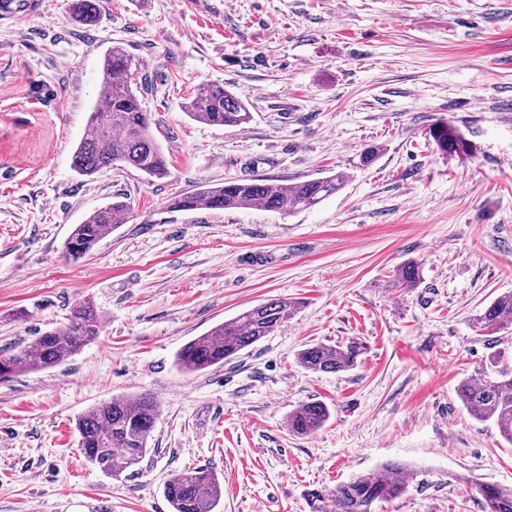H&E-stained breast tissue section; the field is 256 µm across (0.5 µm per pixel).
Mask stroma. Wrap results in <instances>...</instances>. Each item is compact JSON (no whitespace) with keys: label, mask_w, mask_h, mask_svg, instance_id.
Segmentation results:
<instances>
[{"label":"stroma","mask_w":512,"mask_h":512,"mask_svg":"<svg viewBox=\"0 0 512 512\" xmlns=\"http://www.w3.org/2000/svg\"><path fill=\"white\" fill-rule=\"evenodd\" d=\"M0 24V351L28 346L88 298L99 336L63 364L0 380V512H171L166 481L208 465L217 512H315L313 492L385 462L416 470L376 512H483L475 486H512V444L456 397L495 349L469 322L512 291V0H106L95 26L68 0ZM130 46L170 174L71 167L112 43ZM218 81L248 102L238 127L184 111ZM441 120L473 146L442 154ZM377 156L361 166L367 149ZM344 187L288 216L259 207L168 212L169 197L229 178ZM123 196L130 217L92 254L75 224ZM417 264L420 280L392 286ZM298 311L199 374L186 342L270 299ZM362 342L355 366L311 373L313 343ZM160 415L137 474L89 465L75 421L115 396ZM331 411L306 436L289 411Z\"/></svg>","instance_id":"obj_1"}]
</instances>
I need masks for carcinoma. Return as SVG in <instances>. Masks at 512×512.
Masks as SVG:
<instances>
[{"label": "carcinoma", "instance_id": "cac0c4a2", "mask_svg": "<svg viewBox=\"0 0 512 512\" xmlns=\"http://www.w3.org/2000/svg\"><path fill=\"white\" fill-rule=\"evenodd\" d=\"M102 5L103 0H70L72 18L93 26ZM141 70L142 60L119 43L104 53L97 100L88 112L85 134L72 154V168L78 175L90 178L114 166H126L149 181L168 176L167 160L152 130L151 113L143 108V84L136 80ZM186 109L192 119L213 126L237 127L251 118L247 101L218 82L199 86ZM429 136L445 154L471 153L472 144L446 121L434 124ZM345 182L346 175L341 172L290 184H270L259 178L228 179L175 195L167 201L166 209L222 212L259 206L289 216L317 206ZM128 217L129 204L124 200L94 210L74 225L64 244L65 255L81 259ZM419 280L418 266L408 264L397 271L393 286L412 288ZM296 308V302L280 298L254 305L184 344L176 354V365L185 374L222 366L271 335ZM102 324L103 313L93 301L75 303L63 326L43 332L27 347L0 352V379L62 364L99 336ZM471 326L488 336L511 332L512 292L498 296L474 315ZM358 355L359 347L354 344L314 343L299 351L297 361L309 372L337 373L354 366ZM456 394L474 419L494 422L502 438L512 444V368L504 363V355H493L478 377L460 382ZM158 416V402L147 393L113 397L97 404L76 423L84 458L113 477L136 474L151 452L149 440ZM329 417L325 403L306 402L288 414V431L309 435ZM414 477L412 467L387 462L375 474L356 476L313 498L318 502L317 512H374V505L400 499ZM477 490L486 512H512V488L480 483ZM164 495L171 512H215L224 496V478L206 465L183 470L167 481Z\"/></svg>", "mask_w": 512, "mask_h": 512}]
</instances>
